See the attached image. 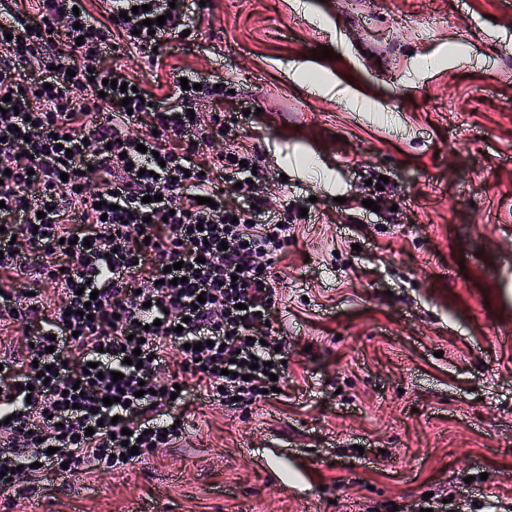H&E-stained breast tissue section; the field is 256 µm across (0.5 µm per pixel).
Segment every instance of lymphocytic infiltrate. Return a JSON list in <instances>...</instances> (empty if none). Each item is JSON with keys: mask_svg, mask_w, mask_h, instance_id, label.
I'll return each instance as SVG.
<instances>
[{"mask_svg": "<svg viewBox=\"0 0 512 512\" xmlns=\"http://www.w3.org/2000/svg\"><path fill=\"white\" fill-rule=\"evenodd\" d=\"M33 2L0 0V323L21 331L0 357L1 493L19 462L90 477L126 468L125 442L143 456L174 443L190 393L228 410L262 400L286 369L271 262L299 218L269 213L234 125L190 116L223 90L176 79L160 96L127 71L128 54L159 67L201 22L199 0H108L97 16L82 0ZM31 274L52 291L11 287Z\"/></svg>", "mask_w": 512, "mask_h": 512, "instance_id": "f902f5d3", "label": "lymphocytic infiltrate"}]
</instances>
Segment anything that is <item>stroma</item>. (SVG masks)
<instances>
[{
    "mask_svg": "<svg viewBox=\"0 0 512 512\" xmlns=\"http://www.w3.org/2000/svg\"><path fill=\"white\" fill-rule=\"evenodd\" d=\"M161 81L222 79L270 208L283 393L0 512H490L512 501V0H205ZM330 48V60H313ZM250 114L238 118L240 107ZM387 176L383 190L372 179ZM381 198L379 212L363 200ZM251 457H243V449ZM284 448L312 489L263 456Z\"/></svg>",
    "mask_w": 512,
    "mask_h": 512,
    "instance_id": "obj_1",
    "label": "stroma"
}]
</instances>
